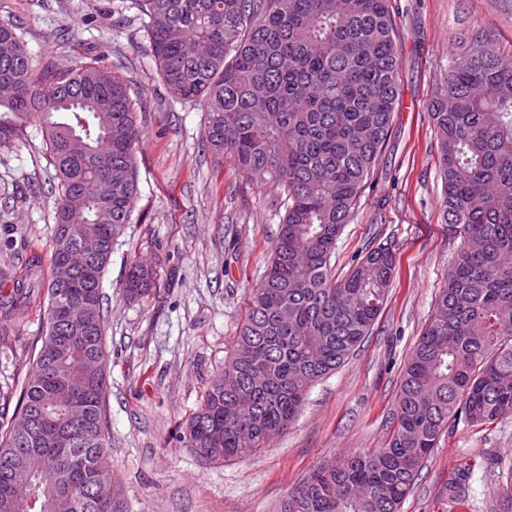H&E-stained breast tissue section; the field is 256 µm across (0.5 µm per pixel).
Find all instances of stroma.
<instances>
[{
  "instance_id": "35a3bbf8",
  "label": "stroma",
  "mask_w": 512,
  "mask_h": 512,
  "mask_svg": "<svg viewBox=\"0 0 512 512\" xmlns=\"http://www.w3.org/2000/svg\"><path fill=\"white\" fill-rule=\"evenodd\" d=\"M401 56L400 97L390 133L331 270L351 272L365 247L395 255L393 286L369 336L315 385L297 421L260 450L202 464L174 435L196 410L233 352L237 327L272 252L280 217L274 184L255 187L230 158L203 150V103L172 100L130 0H0V21L16 25L36 70L99 63L125 79L142 132L139 193L103 277L109 461L129 512H277L287 490L314 467L384 447L403 370L434 311L459 238L441 212L438 141L429 116L461 40L487 29L512 56V0H389ZM38 123L0 148V262L39 244L50 257L54 170ZM22 204H8L14 186ZM155 266L156 287L124 297L127 265ZM42 317L21 323L0 375L25 376ZM512 458V419L458 425L444 433L402 512H496ZM473 477L449 495L460 469Z\"/></svg>"
}]
</instances>
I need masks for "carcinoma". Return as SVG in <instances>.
Returning a JSON list of instances; mask_svg holds the SVG:
<instances>
[{
    "label": "carcinoma",
    "mask_w": 512,
    "mask_h": 512,
    "mask_svg": "<svg viewBox=\"0 0 512 512\" xmlns=\"http://www.w3.org/2000/svg\"><path fill=\"white\" fill-rule=\"evenodd\" d=\"M169 96L202 100V145L246 180L276 184L284 215L252 289L234 351L184 422L179 442L204 464L247 456L284 433L310 389L375 325L395 270L390 248L365 250L335 279L336 241L387 140L399 100L400 55L388 0H134ZM0 44V147L42 126L55 171L51 262L30 249L0 262V352L30 310L45 336L23 384L0 383V512H128L108 461L102 279L138 194L141 131L124 79L94 64L35 72L16 26ZM438 133L442 217L461 238L401 379L385 447L321 466L278 512H401L443 432L512 418V59L478 29L429 103ZM95 238L91 284L63 288L61 251ZM129 263L131 300L155 287ZM85 301L55 327V309Z\"/></svg>",
    "instance_id": "obj_1"
}]
</instances>
